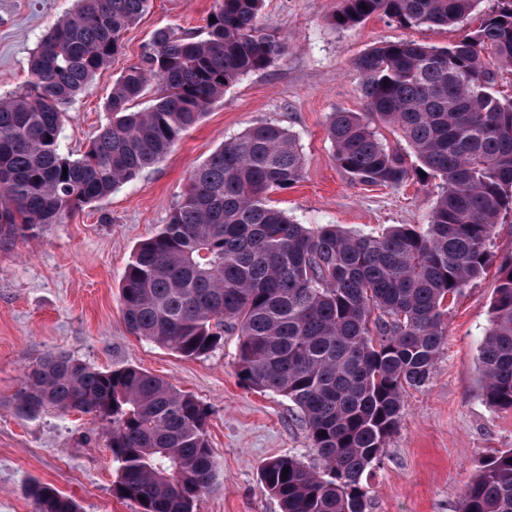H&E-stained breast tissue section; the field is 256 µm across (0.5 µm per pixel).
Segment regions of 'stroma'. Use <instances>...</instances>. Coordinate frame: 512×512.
<instances>
[{"instance_id": "obj_1", "label": "stroma", "mask_w": 512, "mask_h": 512, "mask_svg": "<svg viewBox=\"0 0 512 512\" xmlns=\"http://www.w3.org/2000/svg\"><path fill=\"white\" fill-rule=\"evenodd\" d=\"M340 2L266 0L262 25L286 43L282 56L226 89L162 162L67 223L48 226L40 238L0 247V512H35L25 493L33 481L72 497L81 512H139L112 491L118 473L102 428L53 408L32 421L16 415L13 400L27 366L57 351L100 369L142 368L207 407L216 469L195 512H280L260 473L271 458L309 453L307 429L291 402L238 379L233 325L224 329L223 346L200 358L131 335L120 287L135 247L167 223L192 169L259 123L286 129L304 159L302 180L269 195L295 222L371 235L398 225L424 228L439 194L436 181L414 178L396 189L351 182L336 164L326 128L334 113L365 111L354 67L359 56L402 40L443 48L468 30L404 28L377 15L337 29L327 19ZM214 3L150 0L125 31L112 68L97 74L67 109L64 130L74 155L107 124L114 82L140 61L154 33L201 34ZM75 6L76 0H0V99L26 85L39 41ZM491 251L484 273L449 304L447 343L428 385L404 396L400 425L367 478L369 512H457L481 464L512 448V409L487 404L478 360L500 264L512 258V223L494 227Z\"/></svg>"}]
</instances>
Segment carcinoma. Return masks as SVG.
Wrapping results in <instances>:
<instances>
[{
  "label": "carcinoma",
  "mask_w": 512,
  "mask_h": 512,
  "mask_svg": "<svg viewBox=\"0 0 512 512\" xmlns=\"http://www.w3.org/2000/svg\"><path fill=\"white\" fill-rule=\"evenodd\" d=\"M148 2L77 0L38 44L25 88L0 100V245L65 223L163 161L227 88L285 51L260 24L264 0H216L204 37L156 33L113 85L108 123L75 158L62 115L112 67ZM480 2L342 0L329 17L338 28L375 14L407 28L476 25L447 48L399 41L355 61L367 114L399 131L440 180L425 231L365 236L294 222L266 193L300 181L304 160L287 130L261 123L192 171L168 223L126 268L120 298L132 335L196 358L224 344L230 323L239 379L298 409L313 459L280 456L261 469L281 512H367L363 477L398 428L406 388L430 380L448 301L482 274L494 225L512 216V97L497 90L499 71L512 72V0L483 13ZM152 88L154 103L134 110ZM327 136L353 181L396 188L417 173L353 112L336 113ZM479 352L486 402L512 408L511 261L501 264ZM49 407L106 428L113 492L139 512H194L214 477L208 408L165 378L53 352L28 366L14 397L24 419ZM26 494L36 512H80L49 484ZM458 512H512V449L484 463Z\"/></svg>",
  "instance_id": "cac0c4a2"
}]
</instances>
